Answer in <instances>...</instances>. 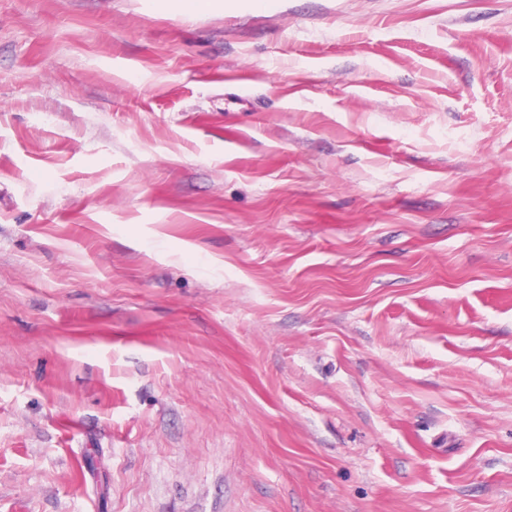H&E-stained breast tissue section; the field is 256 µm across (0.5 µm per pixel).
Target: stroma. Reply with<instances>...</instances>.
I'll return each mask as SVG.
<instances>
[{
  "label": "stroma",
  "instance_id": "35a3bbf8",
  "mask_svg": "<svg viewBox=\"0 0 512 512\" xmlns=\"http://www.w3.org/2000/svg\"><path fill=\"white\" fill-rule=\"evenodd\" d=\"M0 512H512V0H0ZM155 9L174 8L187 15L198 14L215 7L219 0H150Z\"/></svg>",
  "mask_w": 512,
  "mask_h": 512
}]
</instances>
